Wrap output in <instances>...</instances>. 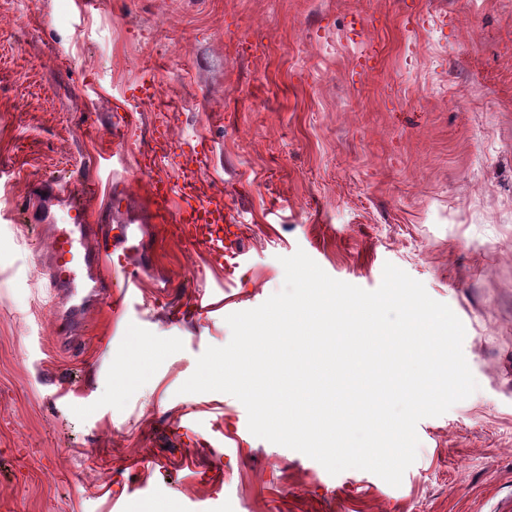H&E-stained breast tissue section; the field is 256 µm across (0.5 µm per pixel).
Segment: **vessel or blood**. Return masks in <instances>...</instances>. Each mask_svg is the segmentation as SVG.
<instances>
[{
  "mask_svg": "<svg viewBox=\"0 0 512 512\" xmlns=\"http://www.w3.org/2000/svg\"><path fill=\"white\" fill-rule=\"evenodd\" d=\"M150 164L134 162L133 175H146L156 170L141 211L158 223L181 229L192 245L201 247L211 266L233 273L234 258L240 254L232 228L237 219L223 196L203 194L198 180L204 166L199 154L182 153L169 157L151 152ZM131 186L123 184L110 196L109 211L119 216V224H92L86 215V194L81 190L63 192L53 182L42 183L36 191L32 207L48 210L64 207L71 216L68 224H41L37 230L46 242L41 274L54 299L61 304L65 323L61 347L77 353L87 340L86 312L96 302H115L111 280L102 278L101 267L120 273L123 288L136 287L132 250L127 247L130 222Z\"/></svg>",
  "mask_w": 512,
  "mask_h": 512,
  "instance_id": "b4317fda",
  "label": "vessel or blood"
}]
</instances>
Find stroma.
Wrapping results in <instances>:
<instances>
[{
    "label": "stroma",
    "mask_w": 512,
    "mask_h": 512,
    "mask_svg": "<svg viewBox=\"0 0 512 512\" xmlns=\"http://www.w3.org/2000/svg\"><path fill=\"white\" fill-rule=\"evenodd\" d=\"M156 137L206 149L200 187L237 213L243 262L226 280L131 225L139 286L66 356L30 194L93 183L94 214L109 184L142 196L123 147ZM299 250L369 291L392 263L465 327L478 388L418 422L400 486L330 475L251 434L235 397L179 391ZM198 292L217 309L171 323ZM166 504L512 512V0H0V512Z\"/></svg>",
    "instance_id": "35a3bbf8"
}]
</instances>
